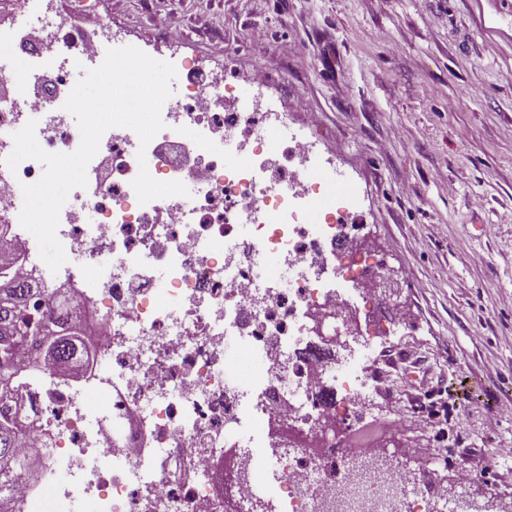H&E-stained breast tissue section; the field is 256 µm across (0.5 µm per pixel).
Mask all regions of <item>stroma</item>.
<instances>
[{
    "label": "stroma",
    "mask_w": 512,
    "mask_h": 512,
    "mask_svg": "<svg viewBox=\"0 0 512 512\" xmlns=\"http://www.w3.org/2000/svg\"><path fill=\"white\" fill-rule=\"evenodd\" d=\"M156 46L181 33L270 94L352 178L390 314L437 390L389 446L440 476L490 458L476 512H512V0H57Z\"/></svg>",
    "instance_id": "obj_1"
}]
</instances>
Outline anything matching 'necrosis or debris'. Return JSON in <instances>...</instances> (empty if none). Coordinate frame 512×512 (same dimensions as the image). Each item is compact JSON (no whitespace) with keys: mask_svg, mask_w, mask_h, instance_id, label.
I'll list each match as a JSON object with an SVG mask.
<instances>
[{"mask_svg":"<svg viewBox=\"0 0 512 512\" xmlns=\"http://www.w3.org/2000/svg\"><path fill=\"white\" fill-rule=\"evenodd\" d=\"M13 11L0 46L19 49L28 68L21 92L0 102V248L21 246L18 276L42 287L71 280L96 358L76 388L60 368L44 379L21 351L34 408L21 447L41 452V488L0 500V512L34 502L42 512H224L216 482L228 467L234 512H261L270 493L282 512H462L469 472L447 494L429 481L431 458L403 473L378 437L352 431L383 390L384 374L368 368L372 343L399 330L369 316L384 264L355 245L351 195L321 206L330 176L311 170L309 140L249 101L232 67L209 73L170 56L188 74L183 97L164 103V128L148 146L127 128L104 133L87 169L108 161L111 178L69 194L57 229L67 260L49 270L19 222L21 187L44 167L26 159L9 169L12 135L32 120L42 149L74 152L80 132L64 108L74 64L99 66L128 40L97 13L90 28L74 25L54 0H13ZM228 98L237 109L225 108ZM172 140L195 151L192 165L159 153ZM228 148L237 162L226 161ZM143 164L156 180L190 185V196L140 204L131 182ZM340 305L361 328L348 357L312 333ZM277 421L301 429L306 445L274 439Z\"/></svg>","mask_w":512,"mask_h":512,"instance_id":"4bbe7bcc","label":"necrosis or debris"}]
</instances>
